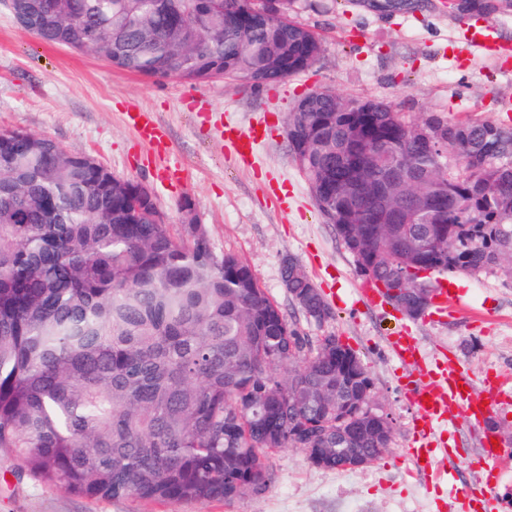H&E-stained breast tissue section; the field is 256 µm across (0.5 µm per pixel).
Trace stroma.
Instances as JSON below:
<instances>
[{"label": "stroma", "mask_w": 512, "mask_h": 512, "mask_svg": "<svg viewBox=\"0 0 512 512\" xmlns=\"http://www.w3.org/2000/svg\"><path fill=\"white\" fill-rule=\"evenodd\" d=\"M294 0L291 16L322 40L316 63L274 87L218 79L201 85L156 82L121 71L87 52L48 45L24 30L0 4V131L22 129L85 153L113 175L148 187L171 233L188 234L181 204L191 200L215 254L246 261L289 322L309 336L335 335L362 362L373 382L372 404L393 421L389 448L355 470L314 466L296 448L265 458L267 486L231 503H146L90 499L19 472L0 454V512H436L447 486L411 476L405 450L415 410L403 387L405 369L388 336L408 328L426 353L451 351L473 380L512 372V272L447 273L460 312L425 311L411 318L360 302L364 282L353 254L319 212L297 166L287 117L305 93L330 89L351 99L383 101L409 125L426 119L487 122L512 128V56L493 61L467 50L462 23L493 21L512 46V6L472 0L469 11L445 0ZM149 112L166 130L156 149L125 121L130 107ZM256 128L261 139L240 158L222 128ZM306 270L332 310L311 320L291 300L281 272L286 260ZM460 482L477 437L464 422L440 426Z\"/></svg>", "instance_id": "stroma-1"}]
</instances>
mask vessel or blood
Instances as JSON below:
<instances>
[{"instance_id": "vessel-or-blood-1", "label": "vessel or blood", "mask_w": 512, "mask_h": 512, "mask_svg": "<svg viewBox=\"0 0 512 512\" xmlns=\"http://www.w3.org/2000/svg\"><path fill=\"white\" fill-rule=\"evenodd\" d=\"M462 38L467 45L490 57H502L512 51L500 42L496 25L488 20H469L462 28ZM127 121L153 146L162 144V127L146 113L130 110ZM221 136L230 141L239 156L246 157L251 154L259 133L254 129L247 132L227 129L222 131ZM389 344L398 362L421 368L409 392L416 415L412 424L411 445L406 450L415 464L416 475L435 486L455 481V470H442L437 466L435 426L440 422L465 420L471 427L480 429L481 436L476 461L471 466L475 486L462 488L457 496V512H496L494 491L499 484L501 469L512 460V451L501 446L493 447L492 434L485 430L484 425L498 397L512 393V378L496 375L486 389L479 390L467 379L454 358L445 354L432 360L424 357L409 330L403 329L390 336Z\"/></svg>"}]
</instances>
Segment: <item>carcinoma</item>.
Wrapping results in <instances>:
<instances>
[{"label":"carcinoma","instance_id":"obj_1","mask_svg":"<svg viewBox=\"0 0 512 512\" xmlns=\"http://www.w3.org/2000/svg\"><path fill=\"white\" fill-rule=\"evenodd\" d=\"M293 0H8L26 31L112 67L194 84L271 86L319 58ZM294 159L359 271L394 308L422 267L512 270V131L492 123L410 126L381 101L329 89L287 118ZM454 153L463 174L444 169ZM397 166L405 180L374 199ZM433 197L422 224L386 209ZM142 184L50 138H0V453L89 498L227 502L264 482L281 448L377 450L372 423L340 403L366 392L356 354L288 322L250 265L216 255L203 224L174 238ZM429 237L436 249L420 252ZM288 294L332 312L295 261Z\"/></svg>","mask_w":512,"mask_h":512}]
</instances>
